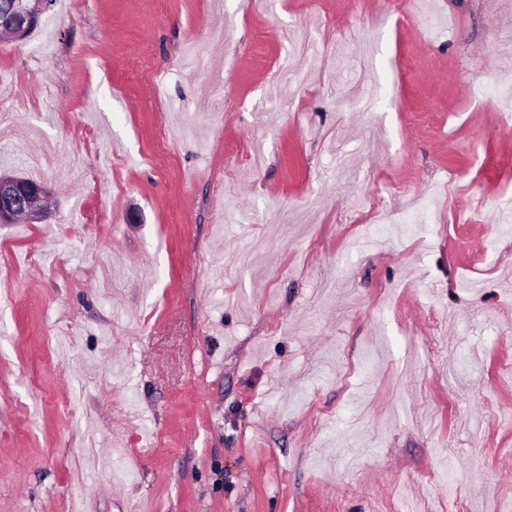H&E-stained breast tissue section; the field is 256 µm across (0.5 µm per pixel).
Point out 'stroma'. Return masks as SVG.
Here are the masks:
<instances>
[{
  "label": "stroma",
  "instance_id": "obj_1",
  "mask_svg": "<svg viewBox=\"0 0 512 512\" xmlns=\"http://www.w3.org/2000/svg\"><path fill=\"white\" fill-rule=\"evenodd\" d=\"M511 86L512 0L0 37V170L51 190L0 224V512H512Z\"/></svg>",
  "mask_w": 512,
  "mask_h": 512
}]
</instances>
